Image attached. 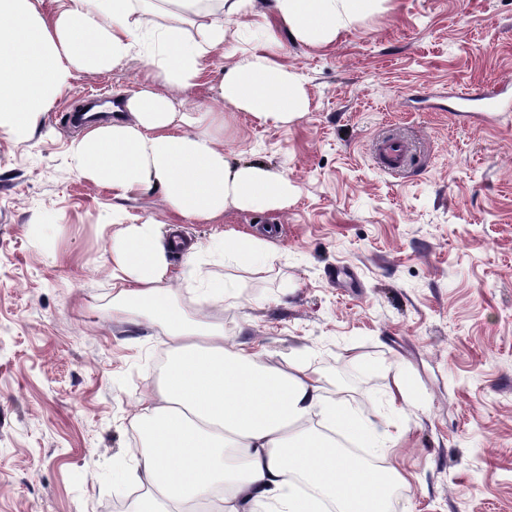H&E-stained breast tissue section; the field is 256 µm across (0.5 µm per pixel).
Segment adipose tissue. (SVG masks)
<instances>
[{"instance_id": "1", "label": "adipose tissue", "mask_w": 512, "mask_h": 512, "mask_svg": "<svg viewBox=\"0 0 512 512\" xmlns=\"http://www.w3.org/2000/svg\"><path fill=\"white\" fill-rule=\"evenodd\" d=\"M39 0H0V133L18 143L34 138L73 73L96 75L139 59L148 87L128 96L125 116L69 141L67 160L79 177L113 197L157 192L170 213L211 222L228 207L275 210L288 204L286 175L257 163H235L224 151L223 112L176 110L152 91L159 82L193 86L210 56L224 46L225 16L252 0H165L155 20L150 0H70L46 18ZM376 0H270L294 40L328 43ZM197 26L189 33L186 22ZM219 92L234 111L261 124L285 125L308 105L299 77L270 48L224 72ZM112 316L147 318L167 338L158 398L141 401L131 425L143 440L132 466L112 471V488L130 491V512H390L405 475L395 466L359 460L318 432L316 422L345 431L364 447L387 448L388 422H373L325 398L326 376L303 356L275 358L230 344L222 323L187 318L188 293L199 309L238 296L233 280L204 275L198 247L178 280L168 254L177 229L153 217L113 211ZM215 251L225 264L263 269L275 255L266 239L236 235Z\"/></svg>"}]
</instances>
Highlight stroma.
<instances>
[{"label":"stroma","instance_id":"stroma-1","mask_svg":"<svg viewBox=\"0 0 512 512\" xmlns=\"http://www.w3.org/2000/svg\"><path fill=\"white\" fill-rule=\"evenodd\" d=\"M267 0L224 18V48L196 85L154 84L178 105L225 110L222 70L272 26ZM277 62L308 108L261 125L226 112L224 149L288 176L286 208H228L180 220L158 195L123 201L176 225L210 277L240 296L217 304L232 344L301 350L328 377L325 396L369 418L388 413L406 375L420 406L401 407L386 455L408 476L399 512H512V107L456 110L461 92L512 78V0H379L328 43L284 39ZM138 59L74 73L28 143L0 134V512H126L112 468L139 440L131 415L158 392L162 330L112 317L113 199L66 163L68 112L140 88ZM411 165L388 170L386 137ZM50 220L41 245L31 224ZM258 272L215 262L225 231L266 235Z\"/></svg>","mask_w":512,"mask_h":512}]
</instances>
